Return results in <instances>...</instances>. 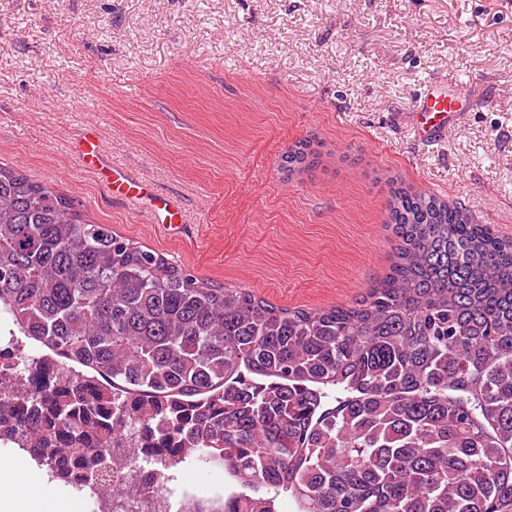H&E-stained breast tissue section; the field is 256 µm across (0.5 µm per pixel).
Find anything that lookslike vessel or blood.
I'll return each instance as SVG.
<instances>
[{
  "label": "vessel or blood",
  "instance_id": "b4317fda",
  "mask_svg": "<svg viewBox=\"0 0 512 512\" xmlns=\"http://www.w3.org/2000/svg\"><path fill=\"white\" fill-rule=\"evenodd\" d=\"M473 102L460 88L436 82L428 83L411 116L416 135L421 142L431 144L442 140L449 127L456 125ZM97 175L113 197L138 200L152 196L158 208L169 209L172 201L162 194H150L146 185L124 168L99 164Z\"/></svg>",
  "mask_w": 512,
  "mask_h": 512
}]
</instances>
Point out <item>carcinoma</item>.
Returning a JSON list of instances; mask_svg holds the SVG:
<instances>
[{
	"instance_id": "obj_1",
	"label": "carcinoma",
	"mask_w": 512,
	"mask_h": 512,
	"mask_svg": "<svg viewBox=\"0 0 512 512\" xmlns=\"http://www.w3.org/2000/svg\"><path fill=\"white\" fill-rule=\"evenodd\" d=\"M390 272L357 301L276 306L199 280L0 165V312L44 353L0 379V441L116 490L126 431L240 487L187 512H512V240L394 194Z\"/></svg>"
}]
</instances>
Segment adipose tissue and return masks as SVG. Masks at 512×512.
Listing matches in <instances>:
<instances>
[{"mask_svg":"<svg viewBox=\"0 0 512 512\" xmlns=\"http://www.w3.org/2000/svg\"><path fill=\"white\" fill-rule=\"evenodd\" d=\"M0 512H78L57 490L30 476L23 460L0 458Z\"/></svg>","mask_w":512,"mask_h":512,"instance_id":"adipose-tissue-1","label":"adipose tissue"}]
</instances>
